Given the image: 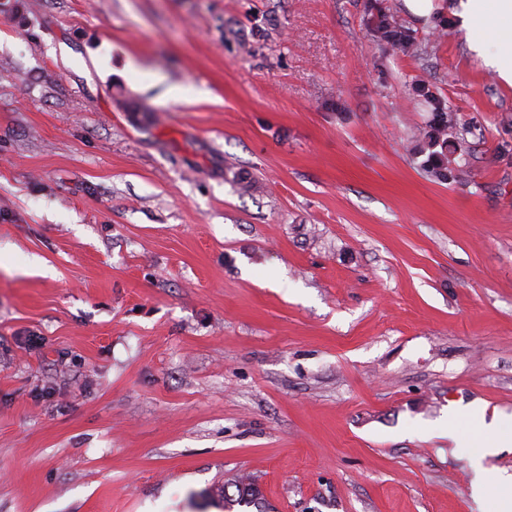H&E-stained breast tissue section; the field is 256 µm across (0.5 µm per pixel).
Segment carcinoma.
<instances>
[{"mask_svg":"<svg viewBox=\"0 0 512 512\" xmlns=\"http://www.w3.org/2000/svg\"><path fill=\"white\" fill-rule=\"evenodd\" d=\"M363 21L378 51L375 62H380L390 50L410 57L421 53L423 41L397 21L388 0H366ZM410 90L423 108L425 118L408 140L407 151L421 159L420 167L429 179L447 184L462 182L465 172L455 158L466 145L469 129L460 122L457 110L448 104V99L432 84L416 78ZM234 486L238 493L236 498L220 490L224 512H232L233 507L241 503H255L262 497L258 483L248 474L237 476Z\"/></svg>","mask_w":512,"mask_h":512,"instance_id":"cac0c4a2","label":"carcinoma"}]
</instances>
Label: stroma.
I'll return each mask as SVG.
<instances>
[{
  "label": "stroma",
  "instance_id": "obj_1",
  "mask_svg": "<svg viewBox=\"0 0 512 512\" xmlns=\"http://www.w3.org/2000/svg\"><path fill=\"white\" fill-rule=\"evenodd\" d=\"M395 3L378 67L364 0H0V512H482L441 428L512 414V87ZM387 2L367 0L364 6V25L379 53L374 61L376 65H379L389 50L403 56L416 57L423 48V41L397 21ZM410 90L425 112V118L408 140L407 151L422 158L420 167L426 176L438 183H461L465 172L455 162L466 145L469 129L460 122L457 110L432 84L416 78ZM233 482L238 493L237 498H230V496L226 494V490H223V488L219 491V496L222 497V499H224L225 512H232V509L235 505H240L241 503H255L261 499V489L256 480L252 476L248 474H241L238 475L233 480Z\"/></svg>",
  "mask_w": 512,
  "mask_h": 512
}]
</instances>
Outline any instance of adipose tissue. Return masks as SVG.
<instances>
[{
    "mask_svg": "<svg viewBox=\"0 0 512 512\" xmlns=\"http://www.w3.org/2000/svg\"><path fill=\"white\" fill-rule=\"evenodd\" d=\"M451 14L457 18L469 46L482 55L487 66L494 68L505 84L512 86V0H451ZM496 52H489L490 44ZM494 438L474 436L464 440L459 429L447 431L449 440L468 444L472 480L469 493L479 503H490L492 512H512V473L493 472L484 461L501 450L512 447V416L495 415L488 425Z\"/></svg>",
    "mask_w": 512,
    "mask_h": 512,
    "instance_id": "ef3b65f1",
    "label": "adipose tissue"
}]
</instances>
